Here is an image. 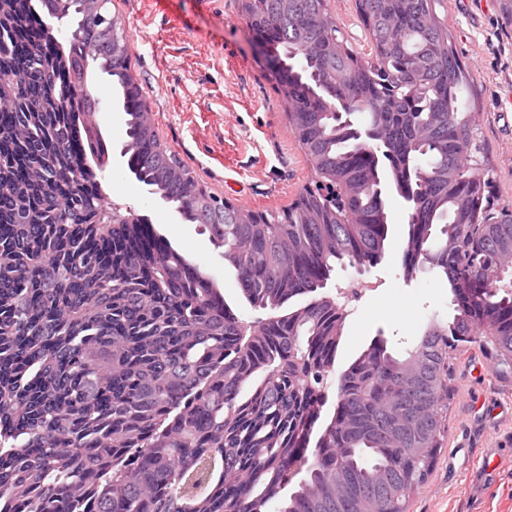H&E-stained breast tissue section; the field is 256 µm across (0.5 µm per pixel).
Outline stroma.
<instances>
[{"label":"stroma","instance_id":"stroma-1","mask_svg":"<svg viewBox=\"0 0 512 512\" xmlns=\"http://www.w3.org/2000/svg\"><path fill=\"white\" fill-rule=\"evenodd\" d=\"M129 40V65L153 111L163 142L195 180L218 197L266 214H283L312 186L314 173L288 124L285 101L267 79L238 0H109ZM437 13L473 77L472 116L483 141L484 168L496 207L512 208V26L496 0H443ZM99 132L110 147L97 178L110 200L132 207L179 252L210 273L226 301L253 321L261 310L240 295L227 267L199 225L149 194L129 172L121 146L125 114L104 96ZM392 232L376 266L337 270V284L372 283L349 314L336 360L344 367L375 337L399 351L415 342L433 314L452 311L446 282L401 269L409 205L385 195ZM490 343L476 337L451 355L448 431L427 481L407 512H512V378L497 377Z\"/></svg>","mask_w":512,"mask_h":512}]
</instances>
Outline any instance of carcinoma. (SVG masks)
Wrapping results in <instances>:
<instances>
[{"mask_svg":"<svg viewBox=\"0 0 512 512\" xmlns=\"http://www.w3.org/2000/svg\"><path fill=\"white\" fill-rule=\"evenodd\" d=\"M439 2L355 0L364 62L328 0H241L287 60L270 79L317 178L258 223L162 142L108 0H0V512H405L447 434L450 353L488 327L512 354V209L488 196ZM99 83L126 115L129 171L204 228L266 318L101 201L85 160L109 162ZM390 182L410 200L404 271L446 280L453 314L338 374L345 313L326 288L384 258Z\"/></svg>","mask_w":512,"mask_h":512,"instance_id":"1","label":"carcinoma"}]
</instances>
